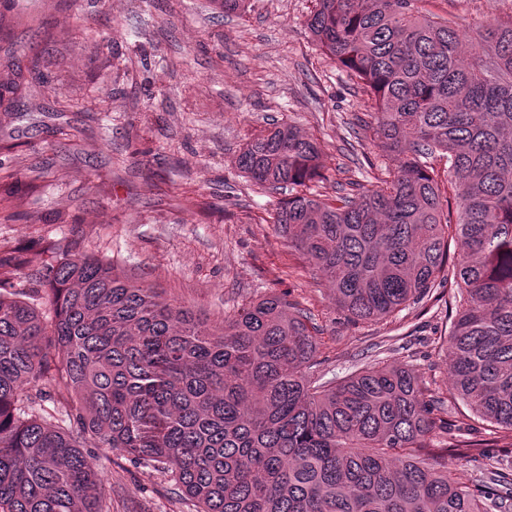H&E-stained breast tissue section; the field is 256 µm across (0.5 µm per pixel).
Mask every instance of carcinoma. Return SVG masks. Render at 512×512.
<instances>
[{
  "label": "carcinoma",
  "instance_id": "carcinoma-1",
  "mask_svg": "<svg viewBox=\"0 0 512 512\" xmlns=\"http://www.w3.org/2000/svg\"><path fill=\"white\" fill-rule=\"evenodd\" d=\"M418 2L316 0L307 22L373 102V142L391 161L381 186L304 193L325 179L322 151L287 122L235 163L259 189L288 191L273 223L351 319L455 280L449 393L512 435V15L472 36ZM41 55L0 89L22 96ZM27 266L22 251L0 257V512H110L112 477L86 448L153 463L194 512L512 507L507 469L477 485L448 469L450 451L500 452L438 439L444 400L412 365L376 359L322 380L310 315L284 296L210 325L95 255L59 250L29 293L14 284Z\"/></svg>",
  "mask_w": 512,
  "mask_h": 512
}]
</instances>
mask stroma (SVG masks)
Instances as JSON below:
<instances>
[{
  "label": "stroma",
  "instance_id": "stroma-1",
  "mask_svg": "<svg viewBox=\"0 0 512 512\" xmlns=\"http://www.w3.org/2000/svg\"><path fill=\"white\" fill-rule=\"evenodd\" d=\"M314 0H0V73L29 43L46 52L28 98L0 103V253L25 249L36 273L57 243L151 282L209 323L282 292L321 329L327 378L372 362L412 363L446 389L447 300L407 305L380 321H349L324 280L272 220L279 195L235 166L244 143L294 124L322 149L333 195L354 179L378 185L387 159L352 132L370 102L315 45ZM430 14L476 29L512 14V0H423ZM112 34V55L96 52ZM109 98H102L101 87ZM112 474V512H189L165 474L123 471L119 452L92 449Z\"/></svg>",
  "mask_w": 512,
  "mask_h": 512
}]
</instances>
